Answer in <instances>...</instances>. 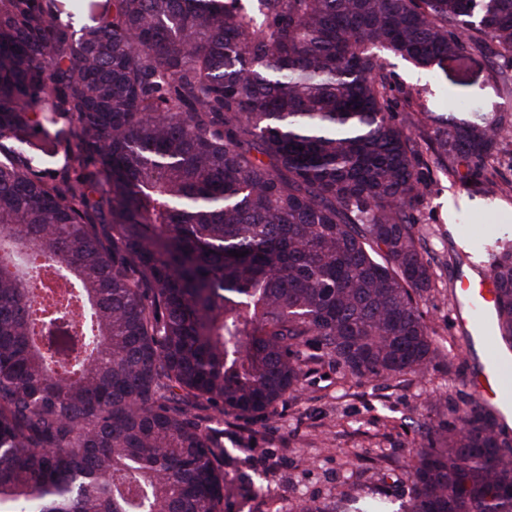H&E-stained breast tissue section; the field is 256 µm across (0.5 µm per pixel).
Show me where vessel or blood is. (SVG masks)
<instances>
[{"label": "vessel or blood", "mask_w": 512, "mask_h": 512, "mask_svg": "<svg viewBox=\"0 0 512 512\" xmlns=\"http://www.w3.org/2000/svg\"><path fill=\"white\" fill-rule=\"evenodd\" d=\"M496 294L489 278L460 281L454 292L459 323L479 341L485 352L483 364L470 376L471 393L489 409L512 416V362L503 359L497 349L492 328Z\"/></svg>", "instance_id": "b4317fda"}]
</instances>
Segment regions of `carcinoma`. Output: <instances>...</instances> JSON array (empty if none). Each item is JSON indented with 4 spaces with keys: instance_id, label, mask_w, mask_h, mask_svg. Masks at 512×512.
Wrapping results in <instances>:
<instances>
[{
    "instance_id": "cac0c4a2",
    "label": "carcinoma",
    "mask_w": 512,
    "mask_h": 512,
    "mask_svg": "<svg viewBox=\"0 0 512 512\" xmlns=\"http://www.w3.org/2000/svg\"><path fill=\"white\" fill-rule=\"evenodd\" d=\"M50 2L0 0V512H224L213 422L325 357L437 364L421 146L509 195L512 121L412 132L384 55L471 50L511 93L512 0ZM487 255L507 353L512 243ZM504 427L474 396L421 424L400 512H512Z\"/></svg>"
}]
</instances>
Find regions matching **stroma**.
I'll return each instance as SVG.
<instances>
[{"mask_svg": "<svg viewBox=\"0 0 512 512\" xmlns=\"http://www.w3.org/2000/svg\"><path fill=\"white\" fill-rule=\"evenodd\" d=\"M398 100L421 94L435 112L470 117L512 114V94L495 80L488 60L476 54L449 59L437 74L388 57ZM417 207L436 286L424 310L437 347L452 356L423 380L398 386L351 375L331 360L309 373L298 399L220 427L227 452L224 477L233 495L224 512H296L308 502L326 506L407 483L411 442L421 422L447 419L468 399L472 369L484 360L470 349L456 322L453 294L462 276L483 274L486 245L512 240V196L489 193L479 181L464 183L430 170Z\"/></svg>", "mask_w": 512, "mask_h": 512, "instance_id": "1", "label": "stroma"}]
</instances>
